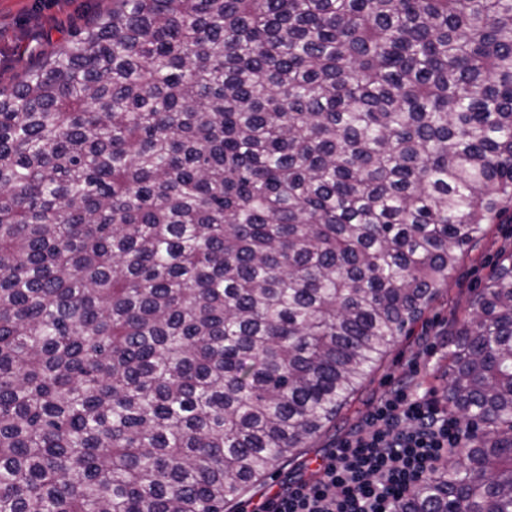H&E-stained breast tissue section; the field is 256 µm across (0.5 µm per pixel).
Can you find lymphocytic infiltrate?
Listing matches in <instances>:
<instances>
[{"instance_id": "f902f5d3", "label": "lymphocytic infiltrate", "mask_w": 512, "mask_h": 512, "mask_svg": "<svg viewBox=\"0 0 512 512\" xmlns=\"http://www.w3.org/2000/svg\"><path fill=\"white\" fill-rule=\"evenodd\" d=\"M472 426L428 393H388L308 479L250 512H398L406 496L435 477L449 449L469 447Z\"/></svg>"}]
</instances>
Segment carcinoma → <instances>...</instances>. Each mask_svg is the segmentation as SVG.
<instances>
[{
  "label": "carcinoma",
  "instance_id": "1",
  "mask_svg": "<svg viewBox=\"0 0 512 512\" xmlns=\"http://www.w3.org/2000/svg\"><path fill=\"white\" fill-rule=\"evenodd\" d=\"M512 221V0H109L0 89V512H231ZM475 425L399 512H512V250Z\"/></svg>",
  "mask_w": 512,
  "mask_h": 512
}]
</instances>
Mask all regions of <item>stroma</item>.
<instances>
[{
  "instance_id": "obj_1",
  "label": "stroma",
  "mask_w": 512,
  "mask_h": 512,
  "mask_svg": "<svg viewBox=\"0 0 512 512\" xmlns=\"http://www.w3.org/2000/svg\"><path fill=\"white\" fill-rule=\"evenodd\" d=\"M107 4L108 0H0V88L14 86L38 59L83 28ZM510 247L512 223L491 225L480 234L442 296L364 381L337 417L335 428L318 438L304 457L272 470L254 487V494L278 488L289 477L313 467L319 456L354 432L394 386L410 381L420 391L444 399L452 337L472 302L486 288L502 250Z\"/></svg>"
}]
</instances>
